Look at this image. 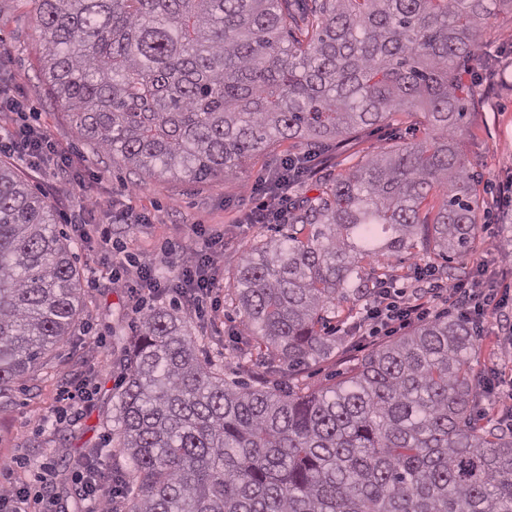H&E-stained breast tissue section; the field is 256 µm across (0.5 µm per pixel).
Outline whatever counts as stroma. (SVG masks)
I'll return each instance as SVG.
<instances>
[{
    "instance_id": "obj_1",
    "label": "stroma",
    "mask_w": 512,
    "mask_h": 512,
    "mask_svg": "<svg viewBox=\"0 0 512 512\" xmlns=\"http://www.w3.org/2000/svg\"><path fill=\"white\" fill-rule=\"evenodd\" d=\"M490 15L480 32L476 55L467 62L470 73L481 76L478 96L467 105L461 136L471 170L481 182L482 202L477 221L482 232L473 245L468 271L487 267L490 281L506 305L490 319L483 336L477 337L479 370L490 373L489 387L481 394L484 423L512 429V213L498 209L494 197L499 182L512 177V8L491 0ZM42 37L37 27L33 0H0V84L23 91L22 116L40 127L69 157L70 167L31 171L14 156L0 153V162L11 164L55 209L57 227L67 240L81 282L80 304L70 336L51 348L32 366L25 378L0 397V459L16 460L15 486L37 484L47 476L57 512H86L87 507L73 481L78 459L96 454L100 471L111 477L125 469V460L112 442V406L125 377L119 361L122 347L140 331L132 288L141 265L152 264L158 276H168L175 265L201 249L202 239L191 237L189 227L224 234V251L210 274L218 296L205 314L184 306L201 361L221 365L226 382L267 385L281 390L298 386L318 391L351 374L375 348L389 343L388 335L363 337L354 345L344 322L348 313H362L367 300L353 290L336 304L329 316L336 343L330 352L299 371L287 363L268 364L248 356L243 317L232 288V278L244 249L252 242L285 233L283 224H248L244 215L253 205L251 187L276 159L300 154L292 140L271 144L247 160L240 173L190 182L168 174L140 176L123 163L105 157L93 144L79 138L68 112L48 92L41 80ZM421 115L396 114L385 124L354 133L344 149L328 148L310 164L308 174L288 190L291 199L316 196L321 183L348 171L382 149L424 138ZM83 180L91 205L75 216L71 192L75 180ZM148 216V223L129 227L126 214ZM97 225L121 251L123 265H113L96 240H80L74 219ZM433 255L414 248L388 258L395 291L403 299L414 296L415 287L448 284L449 279L428 272ZM81 389L80 420L59 428L54 419L62 412L65 392ZM49 463L41 472V463Z\"/></svg>"
}]
</instances>
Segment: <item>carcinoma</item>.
<instances>
[{"instance_id": "1", "label": "carcinoma", "mask_w": 512, "mask_h": 512, "mask_svg": "<svg viewBox=\"0 0 512 512\" xmlns=\"http://www.w3.org/2000/svg\"><path fill=\"white\" fill-rule=\"evenodd\" d=\"M48 91L79 136L143 175L230 176L280 138L325 139L421 112L432 134L379 151L289 204L288 232L246 248L233 288L249 336L295 369L326 352L327 313L363 265L416 239L461 270L479 180L458 132L487 0H34ZM441 197L431 224L419 213ZM80 281L54 212L0 165V396L69 335ZM475 334L438 317L339 384L232 386L185 320L155 307L129 348L115 447L128 512H512V432L480 424Z\"/></svg>"}]
</instances>
